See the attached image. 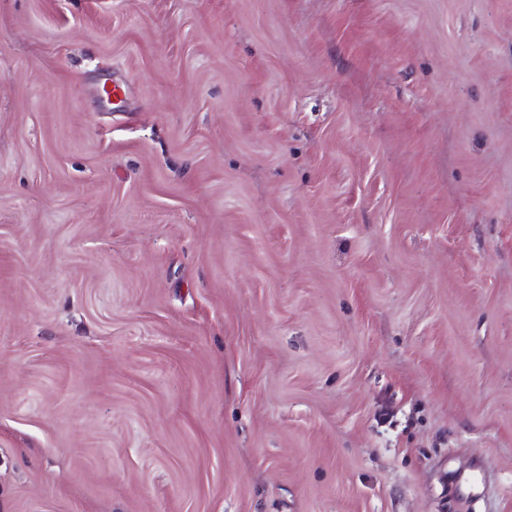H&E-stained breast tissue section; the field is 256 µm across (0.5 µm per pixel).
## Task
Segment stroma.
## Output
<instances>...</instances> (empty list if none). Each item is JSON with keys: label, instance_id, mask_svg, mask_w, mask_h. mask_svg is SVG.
Instances as JSON below:
<instances>
[{"label": "stroma", "instance_id": "stroma-1", "mask_svg": "<svg viewBox=\"0 0 512 512\" xmlns=\"http://www.w3.org/2000/svg\"><path fill=\"white\" fill-rule=\"evenodd\" d=\"M0 512H512V0H0Z\"/></svg>", "mask_w": 512, "mask_h": 512}]
</instances>
